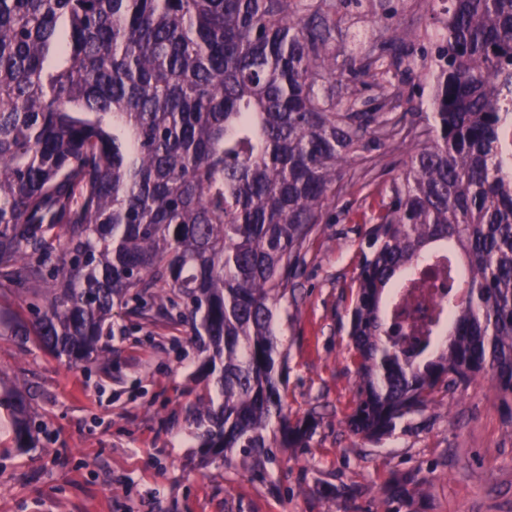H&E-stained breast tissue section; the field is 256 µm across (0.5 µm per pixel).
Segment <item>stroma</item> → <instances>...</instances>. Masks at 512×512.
<instances>
[{
	"label": "stroma",
	"instance_id": "1",
	"mask_svg": "<svg viewBox=\"0 0 512 512\" xmlns=\"http://www.w3.org/2000/svg\"><path fill=\"white\" fill-rule=\"evenodd\" d=\"M428 0H408L393 21L371 14L377 40L399 32L420 46L437 29ZM350 18L337 11L336 71L323 82L338 106L372 109L385 84L399 87L391 140L367 142L346 167L324 221L304 242L273 312L277 372L290 423L314 417L301 444L261 463L203 456L191 411L218 388L186 328L162 315H120L108 372L86 371L33 340L0 336V390L29 392L36 448L22 452L0 406V512H512V400L477 379L441 392L384 436L353 433L347 417L359 385L350 357L356 276L364 233L389 203L428 110L416 73L381 67L353 79ZM415 476L411 501L390 499L397 478Z\"/></svg>",
	"mask_w": 512,
	"mask_h": 512
}]
</instances>
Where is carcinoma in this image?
I'll return each mask as SVG.
<instances>
[{
	"label": "carcinoma",
	"instance_id": "carcinoma-1",
	"mask_svg": "<svg viewBox=\"0 0 512 512\" xmlns=\"http://www.w3.org/2000/svg\"><path fill=\"white\" fill-rule=\"evenodd\" d=\"M326 0H0V293L31 286V317L0 335L107 371L112 309L153 310L212 349L224 401L193 408L210 457L253 460L301 441L275 377L273 306L345 167L384 111L336 109ZM430 113L393 197L366 230L350 349L361 385L350 429L391 433L405 415L484 377L512 397V0H440ZM350 76L415 60L398 33L364 45ZM467 264L435 358L381 310L399 272L420 287L445 246ZM279 435L269 436L272 418ZM16 448L34 445L13 390ZM403 476L391 498L412 496Z\"/></svg>",
	"mask_w": 512,
	"mask_h": 512
}]
</instances>
